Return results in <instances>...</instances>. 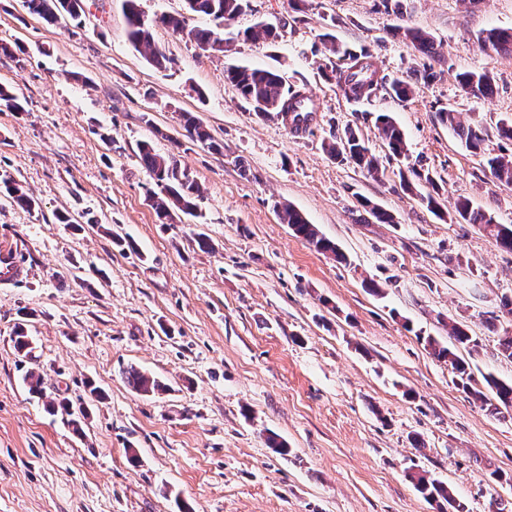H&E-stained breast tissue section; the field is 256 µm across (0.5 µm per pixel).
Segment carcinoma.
Returning <instances> with one entry per match:
<instances>
[{"label": "carcinoma", "instance_id": "obj_1", "mask_svg": "<svg viewBox=\"0 0 512 512\" xmlns=\"http://www.w3.org/2000/svg\"><path fill=\"white\" fill-rule=\"evenodd\" d=\"M121 2L129 41L152 65L157 68L165 67L168 57L154 43L151 24L142 21L140 0H121ZM185 3L188 12L212 19L215 22V28H189L186 26V17L183 15H162L155 19V22L185 35L204 49L219 52L224 51V45L227 44L224 34L220 32V29L224 28V23L250 9V0H185ZM25 4L30 14L50 24H56L65 18L78 19L84 12L85 0H25ZM406 35L418 51L429 59V62L423 64V78H432L434 63L439 61V58L434 55L430 37L412 28L406 29ZM244 37L247 40L273 43L279 38L278 27L259 22L245 30ZM477 42L482 49L512 52V31L494 28L484 30L479 34ZM322 45L331 53L343 58V66L337 70L331 69V77L346 98L350 100L369 98L380 87L401 100L409 98L412 92L410 82L401 77L377 76V72L370 69L364 61L366 52L357 54L344 49L336 42V37L330 33L322 36ZM224 78L236 89L240 98L257 117L265 119L272 114L286 116L291 113L293 114L291 132L297 136L303 134L304 124L309 122V117L303 118L297 114L301 105L308 100L303 89L285 86L283 77L275 70L253 69L247 66H231L225 69ZM457 82L462 91L477 99L490 96L494 89L493 78L486 72L460 73L457 75ZM181 117L184 137L190 142L199 143L215 154L224 152V143L216 139L193 113L184 112ZM440 118L454 131L467 150L476 155H483L485 166L498 183L512 185V122L498 127V136L502 142L500 153L487 155L484 150L485 132L480 125L461 121L458 113L451 110L441 112ZM377 128L388 145L392 157L406 156L404 133L390 115L380 114L377 117ZM325 149L330 157L349 159L370 174L377 172L381 165L379 158L370 153L356 131L350 127L345 128L342 135L333 136V139L325 145ZM140 156L145 168L160 188V193L151 196L152 207L159 219L171 223L177 218L195 215L199 186L191 173L181 166L175 156L156 153L148 142L140 145ZM401 181L406 192L419 196L432 211L436 213L440 211L439 188L430 174L412 165L407 167ZM5 185L7 192L19 206L23 208L34 206V199L18 183L12 180L5 182ZM277 210L283 223L287 224L292 232L308 245L332 256L339 264L348 263L347 255L339 246L326 238L316 225L309 223L299 211L290 205L281 204L277 205ZM453 219L477 226L479 230L492 237L502 249L512 252L511 224L497 223L494 216L473 208L467 200L456 205ZM448 335L452 340L450 347L441 345L433 338L427 339L426 343L437 359L451 366L457 387L471 398L481 402L491 415L499 414L503 407L506 409L512 407V382L505 383L490 375L484 377L486 384L494 393L493 398H488L477 387L469 365L455 352L457 346L476 350L479 347L478 338L456 324L450 326ZM123 375L128 385L137 392L150 393L164 389V384L160 381L134 367L126 369ZM25 381L32 393L44 399L48 411L67 416V424L72 426L73 431L78 435L83 433V423L72 418V405L69 401L44 394L40 377L32 372L25 374ZM408 478L419 492L438 503L439 512H466L465 504L454 496L445 483L430 478L424 472H411Z\"/></svg>", "mask_w": 512, "mask_h": 512}]
</instances>
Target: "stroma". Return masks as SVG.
<instances>
[{"mask_svg":"<svg viewBox=\"0 0 512 512\" xmlns=\"http://www.w3.org/2000/svg\"><path fill=\"white\" fill-rule=\"evenodd\" d=\"M441 59L393 34L381 0H251L230 31L282 23L277 42L200 49L157 16L183 0H141L159 69L128 41L121 0H89L80 21L50 25L24 0H0V84L24 109H0V181L33 196L27 210L0 188V246L24 267L0 284V512H437L409 481L428 472L469 512H512V410L493 416L458 390L426 337L448 343L458 323L480 340L459 349L476 378L512 381L498 351L500 300L512 297V253L450 220L458 199L512 224V185L494 181L441 112L480 124L497 152L512 120V52L477 37L512 28V0H401ZM366 50L373 70L409 78L408 100L378 90L345 98L315 51L324 33ZM273 68L318 108L310 132L258 119L224 80L227 66ZM489 73L494 92L465 95L456 76ZM196 113L224 143L215 154L182 136ZM386 113L440 188L442 214L403 191L387 152ZM357 130L381 158L376 176L331 159L323 141ZM195 177L198 217L161 224L141 142ZM369 199L394 215L366 216ZM301 211L349 259L337 264L281 224L275 203ZM82 223L63 224L61 216ZM205 233L212 247L193 238ZM134 241L122 251L114 236ZM33 340L14 348L18 325ZM165 383L139 393L123 372ZM87 411L83 435L47 413L23 382ZM106 395L96 401L89 386ZM289 448L280 454L266 438ZM137 463H130V456Z\"/></svg>","mask_w":512,"mask_h":512,"instance_id":"1","label":"stroma"}]
</instances>
